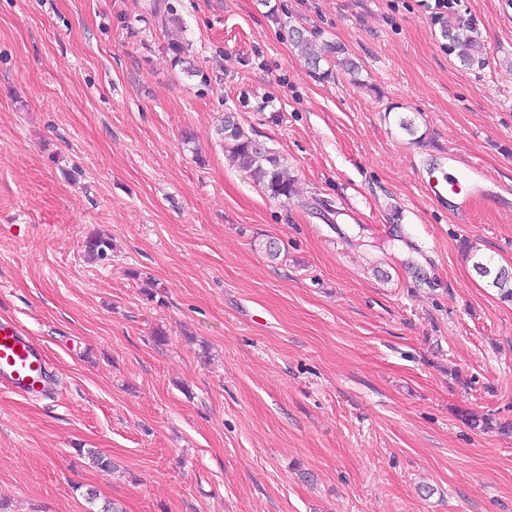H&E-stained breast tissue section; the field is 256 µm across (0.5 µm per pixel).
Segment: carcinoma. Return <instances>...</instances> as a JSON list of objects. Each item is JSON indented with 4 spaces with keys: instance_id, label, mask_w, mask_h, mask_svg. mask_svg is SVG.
<instances>
[{
    "instance_id": "carcinoma-1",
    "label": "carcinoma",
    "mask_w": 512,
    "mask_h": 512,
    "mask_svg": "<svg viewBox=\"0 0 512 512\" xmlns=\"http://www.w3.org/2000/svg\"><path fill=\"white\" fill-rule=\"evenodd\" d=\"M437 25L440 39L446 42L462 67L471 68L483 63L481 45L468 26L450 24L443 18L437 20ZM295 46L316 78L325 80L340 70L353 82H358V63L346 55L341 45L324 39L320 31L295 30ZM396 119L398 128L411 138L412 143L421 146L427 143L426 133L419 132L413 118L398 115ZM219 134L228 160L254 185L273 198L288 200L294 195V179L288 175L285 159L247 132L235 113H225ZM84 248L88 256L103 260L112 244L110 239L93 234L86 239ZM461 249L463 259L471 264L473 270L491 271V275L485 278L487 286L494 289L501 300L512 301V274L501 272V267L486 259L480 249L469 241L463 242Z\"/></svg>"
}]
</instances>
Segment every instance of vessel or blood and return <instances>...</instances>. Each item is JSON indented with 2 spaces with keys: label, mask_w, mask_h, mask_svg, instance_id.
Listing matches in <instances>:
<instances>
[{
  "label": "vessel or blood",
  "mask_w": 512,
  "mask_h": 512,
  "mask_svg": "<svg viewBox=\"0 0 512 512\" xmlns=\"http://www.w3.org/2000/svg\"><path fill=\"white\" fill-rule=\"evenodd\" d=\"M447 190L459 212H467L484 192V178L474 165L451 166ZM48 356L10 319L0 318V386L26 396L46 386Z\"/></svg>",
  "instance_id": "1"
}]
</instances>
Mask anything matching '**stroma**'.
<instances>
[{
	"instance_id": "35a3bbf8",
	"label": "stroma",
	"mask_w": 512,
	"mask_h": 512,
	"mask_svg": "<svg viewBox=\"0 0 512 512\" xmlns=\"http://www.w3.org/2000/svg\"><path fill=\"white\" fill-rule=\"evenodd\" d=\"M447 14L483 66L419 0H0V317L53 379L0 388V512H512V302L460 253L512 267V0ZM302 27L359 83L315 78ZM228 112L290 200L228 162ZM452 153L489 187L463 217L427 191ZM436 25H439L440 39L446 42L462 67L471 68L483 64L481 45L468 26L460 22L450 24L445 18H439ZM295 33V46L316 78L325 80L332 77L335 70H340L354 83L358 82L360 66L346 55L341 45L325 40L316 29H296Z\"/></svg>"
}]
</instances>
